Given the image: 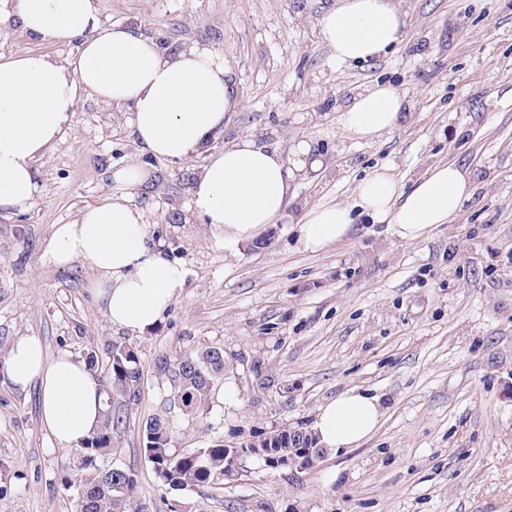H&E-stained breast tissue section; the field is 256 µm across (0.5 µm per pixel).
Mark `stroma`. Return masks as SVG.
Listing matches in <instances>:
<instances>
[{
	"mask_svg": "<svg viewBox=\"0 0 512 512\" xmlns=\"http://www.w3.org/2000/svg\"><path fill=\"white\" fill-rule=\"evenodd\" d=\"M334 3L99 0L106 23L139 28L168 53H223L242 106L211 149L251 133L274 148L307 141L322 159L288 215L252 242L230 251L202 221L185 223L203 157L144 155L128 108L90 95L73 131L36 165V205L0 216V362L23 336L52 358L94 351L104 365L115 341L138 355L130 420L106 460L135 479L137 512H512V0H405V42L341 68L317 28ZM376 83L396 88L409 109L391 133L365 142L338 117ZM133 162L149 172L135 196L148 242L186 272L144 334L112 327L87 264L42 260L54 225L100 203L113 171ZM448 162L473 186L452 222L407 242L362 217L342 242L300 247L303 214L352 202L368 173L389 168L409 187ZM208 347L223 349L224 375L208 407L190 414L174 406L154 363ZM351 388L379 397V427L300 472L248 457L234 480L172 490L144 454L143 425L155 415L170 420V448L182 455L310 430L319 408ZM77 454L55 447L38 389L15 391L0 375V512H76Z\"/></svg>",
	"mask_w": 512,
	"mask_h": 512,
	"instance_id": "1",
	"label": "stroma"
}]
</instances>
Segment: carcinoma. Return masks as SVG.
<instances>
[{"label":"carcinoma","instance_id":"carcinoma-1","mask_svg":"<svg viewBox=\"0 0 512 512\" xmlns=\"http://www.w3.org/2000/svg\"><path fill=\"white\" fill-rule=\"evenodd\" d=\"M107 358L108 369L97 378L104 393L102 417L83 443L77 466L78 471H92L95 476L80 486L77 512H127L136 490L135 480L127 471L116 467L103 469L100 462L112 452L113 433L129 419L125 406L138 391L139 359L131 347L119 342L108 344ZM155 368L168 381L183 409L196 413L209 405L215 381L224 373V350L209 348L177 358L161 356ZM172 433L167 419L154 416L146 420L143 449L161 481L174 490L233 478L230 459L235 455L250 457L255 448L265 450L269 469L275 468V461L288 456V434L283 429L239 448H226L218 442L181 456L171 454Z\"/></svg>","mask_w":512,"mask_h":512}]
</instances>
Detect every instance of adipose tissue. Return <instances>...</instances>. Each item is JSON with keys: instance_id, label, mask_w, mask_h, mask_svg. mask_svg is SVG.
Masks as SVG:
<instances>
[{"instance_id": "1", "label": "adipose tissue", "mask_w": 512, "mask_h": 512, "mask_svg": "<svg viewBox=\"0 0 512 512\" xmlns=\"http://www.w3.org/2000/svg\"><path fill=\"white\" fill-rule=\"evenodd\" d=\"M8 21L39 43H71L75 51L64 64L37 51L0 54V213H23L36 204L42 189L34 165L71 129L86 94L129 109L142 153L174 161L204 156L189 210L228 247L251 242L277 223L297 182L323 166L303 140L281 150L244 135L209 151L211 138L240 105L227 61L210 47L165 53L136 28L104 26L98 0H0V22ZM407 26L402 0H336L318 20L337 67L385 55L404 40ZM404 108L399 91L378 83L355 95L339 123L372 141L397 127ZM146 180L138 163L115 170L111 195L75 223L55 225L43 254L45 263L62 270L88 263L112 326L136 334L157 326L185 280L180 264L146 242L145 214L134 201ZM470 193L469 179L452 163L431 166L408 189L383 167L359 182L353 203L307 211L299 242L317 252L342 241L358 212L414 241L450 223ZM0 373L15 389L37 386L42 420L59 447L80 445L97 426L103 396L85 360L47 358L37 338L23 337ZM381 416L377 398L350 389L320 408L313 431L323 447L353 448Z\"/></svg>"}]
</instances>
